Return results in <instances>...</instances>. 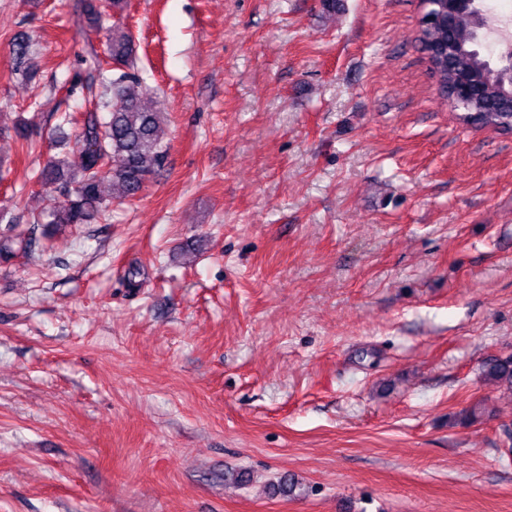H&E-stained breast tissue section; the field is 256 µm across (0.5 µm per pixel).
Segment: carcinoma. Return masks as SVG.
I'll return each mask as SVG.
<instances>
[{
	"label": "carcinoma",
	"instance_id": "1",
	"mask_svg": "<svg viewBox=\"0 0 512 512\" xmlns=\"http://www.w3.org/2000/svg\"><path fill=\"white\" fill-rule=\"evenodd\" d=\"M126 0H87L88 23L100 27L106 9L121 11ZM475 21L468 13L448 24L434 20L420 27L417 42L421 50L441 55L438 72L444 84L455 85L465 74L481 88L478 96L461 106L458 119L479 128H512V80L492 68L481 56L480 42L474 37ZM108 56L120 71L110 79L112 96L85 113L75 134V156L53 155L33 171V179L45 190L56 193L61 205L35 222L19 228L0 226V262L8 261L16 250L32 251L68 228L90 224L108 209L111 200L103 191L106 181L133 197L149 176L161 170L168 158L164 143L163 113L147 109L131 85L141 84L127 69L134 66V40L123 30H110ZM484 376L512 391V356L490 357Z\"/></svg>",
	"mask_w": 512,
	"mask_h": 512
}]
</instances>
